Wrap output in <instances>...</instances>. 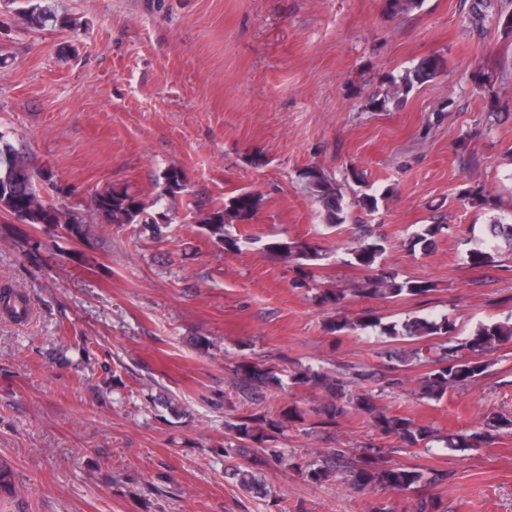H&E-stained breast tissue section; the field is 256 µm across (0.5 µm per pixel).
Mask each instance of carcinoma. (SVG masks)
I'll return each mask as SVG.
<instances>
[{
    "mask_svg": "<svg viewBox=\"0 0 512 512\" xmlns=\"http://www.w3.org/2000/svg\"><path fill=\"white\" fill-rule=\"evenodd\" d=\"M492 7V0H471L468 12L469 23L482 28L487 18V11ZM21 16L30 29H40L49 22L62 27L72 26L69 19H60L56 14L39 3V0H26L21 8ZM443 69V60L430 56L420 60L414 67L405 70L401 75L392 78L389 89L382 99L373 101V105L383 107L389 101H400L414 85H423L435 80ZM38 172L28 160L0 135V211L12 216L21 224L29 226L51 224L62 230L71 238L85 239L88 227L85 216L66 205L47 202L37 194L35 186ZM308 188L319 204L324 219L330 227H339L347 223L350 211L372 214L378 209L379 200L384 198L386 191L368 186L362 174L351 168L344 174V180H352L358 184L359 190L354 192L351 202L344 200L341 188L335 180L325 176L313 167L302 173ZM166 190L173 195L184 187L183 173L179 169H169L163 174ZM466 196L473 205L482 209L495 211L498 208L496 198L484 188L476 186L467 190ZM260 199L250 191H243L230 198L222 207L205 208L195 206L197 215L201 216V228L213 243L225 250H237L240 243L251 240V236L237 237L229 231L232 223L245 224L250 221L258 209ZM94 214L106 224L123 227L126 224H138L144 231L159 238L162 226L157 219L148 220L144 214L150 208L142 195L127 188L110 187L95 192L92 198ZM449 229L446 224H428L415 235L414 244L427 249L433 245L437 235ZM492 236L512 252V222H506L496 216L490 224ZM386 239L377 233L372 226L362 225L361 234L354 238L352 245L346 248L345 254L349 263L376 270L378 259L385 252ZM266 251L274 256L294 264L297 275L293 280L296 288H308L313 281L310 269L323 258L321 249L307 241H278L266 244ZM433 290L429 281H397L394 274L380 271L367 278L365 284L355 292L362 297L379 296L395 298L403 294L425 295ZM0 306L17 317L27 314L25 299L10 288L0 289ZM371 321L362 317L356 321L347 319H331L327 323L330 333L341 331H357L369 327ZM455 330L454 322L444 316L440 319L414 318L401 324H391L382 328V333L394 338L422 339L431 336L444 337V343L418 349L415 356L429 365V370L420 378L419 390L422 397L428 400H441L448 391L464 388L481 376L487 365L475 360V357L489 355L498 346L512 342V324L508 322H490L479 326L473 334L463 342L452 339ZM294 384L319 388L325 392L326 402L319 408L310 411L299 409L298 406L284 405L280 410L271 412L241 413L227 422V428L233 443L224 446V455L246 454L251 448H267L278 441L295 423H305L307 416H312V427H324L336 424V419L351 410L360 411L372 417V424L381 434L393 437L406 447H429L433 431L426 425H418L413 420L378 412L373 403L374 396L363 390H351L340 378L321 370L308 367L293 375ZM277 381L273 370L265 364L255 361H243L234 370V384L249 398L253 390ZM492 433H474L460 435L449 441V445L458 448L480 447L487 443ZM333 456L337 463L346 468V482L356 488L364 489L370 485L380 486L396 492H421L432 484L448 480V475L436 473L426 476L423 470L416 467H397L388 461L377 458V452L364 460L360 465L346 464L344 451L335 450ZM265 460L256 456L244 466L236 470L241 490L248 494L259 495L265 490L263 472ZM311 482H321L330 477L332 466L309 462L305 465L294 463Z\"/></svg>",
    "mask_w": 512,
    "mask_h": 512,
    "instance_id": "1",
    "label": "carcinoma"
}]
</instances>
